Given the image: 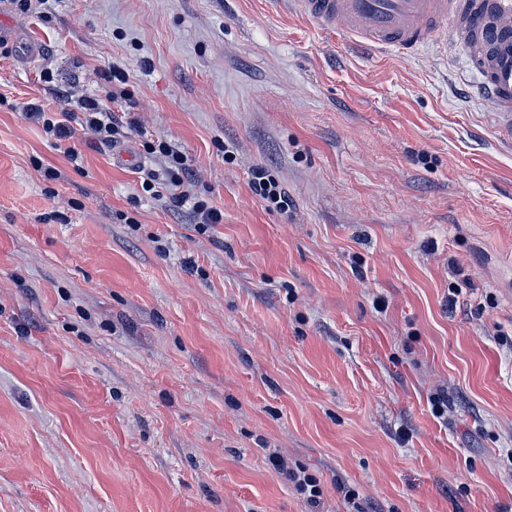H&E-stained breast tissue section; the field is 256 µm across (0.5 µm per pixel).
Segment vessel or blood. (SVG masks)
<instances>
[{"label":"vessel or blood","instance_id":"b4317fda","mask_svg":"<svg viewBox=\"0 0 512 512\" xmlns=\"http://www.w3.org/2000/svg\"><path fill=\"white\" fill-rule=\"evenodd\" d=\"M288 6L338 30L364 56L465 46L494 126L512 149V0H288Z\"/></svg>","mask_w":512,"mask_h":512}]
</instances>
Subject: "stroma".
Here are the masks:
<instances>
[{
    "instance_id": "35a3bbf8",
    "label": "stroma",
    "mask_w": 512,
    "mask_h": 512,
    "mask_svg": "<svg viewBox=\"0 0 512 512\" xmlns=\"http://www.w3.org/2000/svg\"><path fill=\"white\" fill-rule=\"evenodd\" d=\"M0 25V512H512V150L461 47L361 56L278 0ZM114 67L138 163L78 128L74 169L24 110ZM158 139L222 223L142 190ZM253 193L279 210L288 209V195L280 183L262 168L254 169L250 181ZM197 231L206 233L213 224H220L224 220L223 213L204 200L195 201L192 205ZM268 461L277 472L284 474L288 480L296 484L298 490L305 495L310 505L313 507L318 506L321 489L315 477L310 474H305V471L300 470V472L297 473L293 469L288 468L286 460L275 450H268ZM301 473H303V475H301Z\"/></svg>"
}]
</instances>
